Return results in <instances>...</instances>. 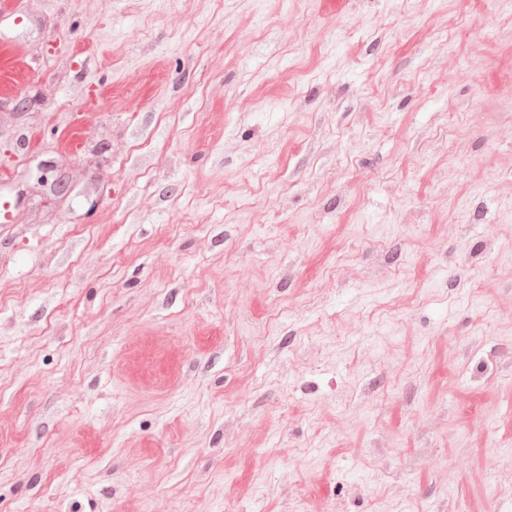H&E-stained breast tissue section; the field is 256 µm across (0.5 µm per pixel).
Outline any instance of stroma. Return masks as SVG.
Here are the masks:
<instances>
[{
  "label": "stroma",
  "instance_id": "35a3bbf8",
  "mask_svg": "<svg viewBox=\"0 0 512 512\" xmlns=\"http://www.w3.org/2000/svg\"><path fill=\"white\" fill-rule=\"evenodd\" d=\"M0 192V512H512V0H0Z\"/></svg>",
  "mask_w": 512,
  "mask_h": 512
}]
</instances>
